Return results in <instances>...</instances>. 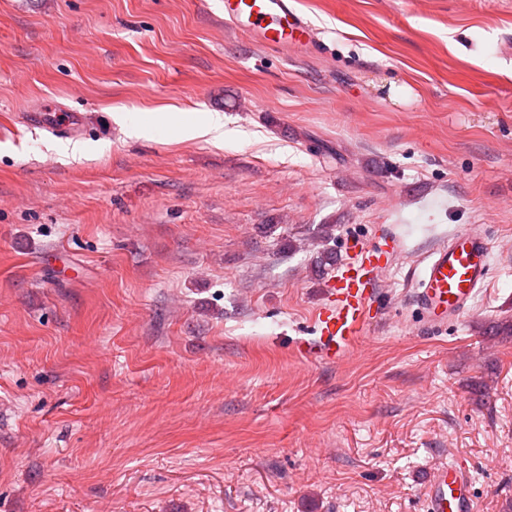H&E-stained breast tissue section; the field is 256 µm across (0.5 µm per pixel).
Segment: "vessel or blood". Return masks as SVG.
<instances>
[{
  "label": "vessel or blood",
  "instance_id": "1",
  "mask_svg": "<svg viewBox=\"0 0 512 512\" xmlns=\"http://www.w3.org/2000/svg\"><path fill=\"white\" fill-rule=\"evenodd\" d=\"M224 23L271 49L308 46L313 28L290 0H224ZM25 123L53 132L76 131L75 112L42 110L24 113ZM492 243L477 227L457 231L432 248L421 268L413 270L411 286L425 323L447 326L467 312L487 283ZM384 267L380 250L355 241L350 258L328 280L326 296L313 324L318 336L312 351L321 360H341L377 319L376 297ZM426 512H473L472 484L465 468L444 465L426 482Z\"/></svg>",
  "mask_w": 512,
  "mask_h": 512
}]
</instances>
